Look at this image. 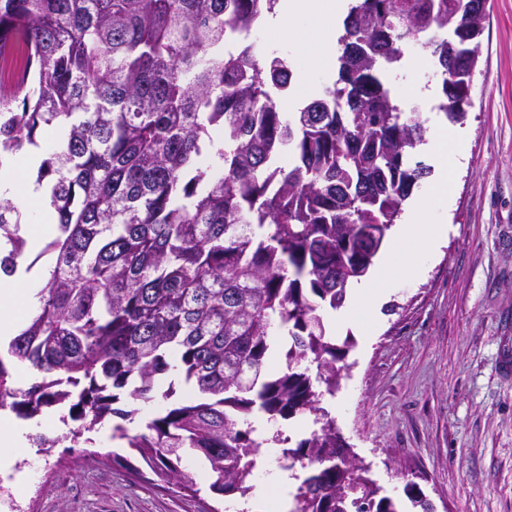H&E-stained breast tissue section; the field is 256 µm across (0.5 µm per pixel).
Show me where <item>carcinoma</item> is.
Wrapping results in <instances>:
<instances>
[{"label":"carcinoma","instance_id":"carcinoma-1","mask_svg":"<svg viewBox=\"0 0 512 512\" xmlns=\"http://www.w3.org/2000/svg\"><path fill=\"white\" fill-rule=\"evenodd\" d=\"M278 0H0V48L26 55L19 86L0 81V164L38 147L46 126L65 139L37 169L50 186L58 236L39 305L0 354V407L30 419L52 407L80 423L38 435L79 442L109 417L160 480L197 493L186 453L202 455L208 490L245 498L266 442L304 476L289 512H431L414 482L407 501L382 493L321 407L344 376L349 340L327 334L427 174L411 156L420 116L400 109L385 75L419 40L441 74L439 109L458 122L487 0H353L338 38V78L293 116L275 96L286 56L261 58L249 38ZM291 155L284 166L283 153ZM29 218L0 199V272L24 257ZM288 336L269 368L270 337ZM39 379L17 388L8 364ZM183 372L196 396L174 402ZM316 373H311V369ZM170 404L134 434L142 406ZM310 415L318 429L289 446L262 443L249 416Z\"/></svg>","mask_w":512,"mask_h":512}]
</instances>
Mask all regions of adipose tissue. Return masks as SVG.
I'll use <instances>...</instances> for the list:
<instances>
[{"label":"adipose tissue","mask_w":512,"mask_h":512,"mask_svg":"<svg viewBox=\"0 0 512 512\" xmlns=\"http://www.w3.org/2000/svg\"><path fill=\"white\" fill-rule=\"evenodd\" d=\"M343 8L342 0H281L280 29L300 41L315 44L312 67L328 65L330 48L338 37L336 15ZM427 148L436 158V173L427 194L417 199L405 223L398 225L391 248L375 275L357 286L351 307L335 313V322L359 321L364 331H372L392 294L394 269L402 266L417 270L424 254L438 249L450 232V224L433 223L432 207L447 205L452 197V174L466 160V132L459 127H435ZM39 160L38 153L20 152L0 163V197L11 199L28 213L27 241L34 250L41 247L52 225V218L42 204L44 188L25 178L26 172ZM38 289V281L32 275L0 274V344L16 336ZM34 429V424L0 411V469L11 468L15 458L27 452L28 435Z\"/></svg>","instance_id":"ef3b65f1"}]
</instances>
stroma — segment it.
Wrapping results in <instances>:
<instances>
[{
  "instance_id": "1",
  "label": "stroma",
  "mask_w": 512,
  "mask_h": 512,
  "mask_svg": "<svg viewBox=\"0 0 512 512\" xmlns=\"http://www.w3.org/2000/svg\"><path fill=\"white\" fill-rule=\"evenodd\" d=\"M272 22L262 45L288 52L292 89L333 84L336 70L307 66ZM471 101L460 123L468 162L450 210L433 214L452 229L423 274H398L372 339L336 329L347 369L321 405L389 495L412 481L435 512H512V0H488ZM188 464L195 494L113 463L97 441L34 447L13 467L24 476L15 508L0 512H222L207 462Z\"/></svg>"
}]
</instances>
